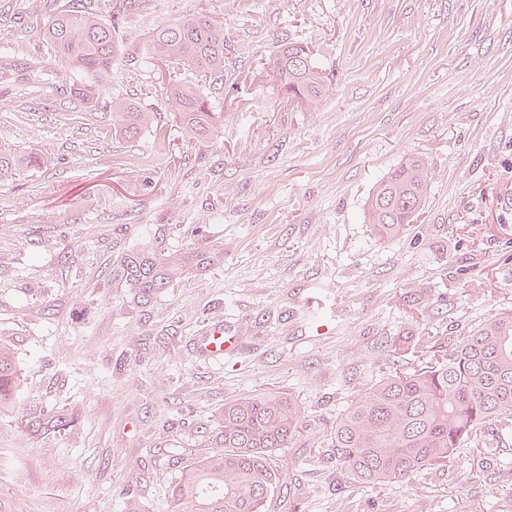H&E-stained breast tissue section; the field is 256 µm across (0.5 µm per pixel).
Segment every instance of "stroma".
Here are the masks:
<instances>
[{
	"instance_id": "1",
	"label": "stroma",
	"mask_w": 512,
	"mask_h": 512,
	"mask_svg": "<svg viewBox=\"0 0 512 512\" xmlns=\"http://www.w3.org/2000/svg\"><path fill=\"white\" fill-rule=\"evenodd\" d=\"M68 0H0V50L29 64L0 79V143L48 163L0 182V343L21 370L0 412V512H172L174 460L207 452L226 401L298 399L306 429L273 452L290 495L269 512H512V443L461 451L377 493L313 456L375 374L388 337L463 336L512 307V0H148L115 23L112 92L156 112L169 141L112 134V109L72 93L36 19ZM224 18L245 88L212 91L224 127L192 143L162 97L168 70L139 59L157 25ZM307 42L334 92L305 112L266 84L284 38ZM429 172L423 214L381 241L363 222L402 159ZM222 251L151 301L112 276L125 253ZM223 318L240 355L216 366L193 339ZM64 410L32 435L19 415Z\"/></svg>"
}]
</instances>
